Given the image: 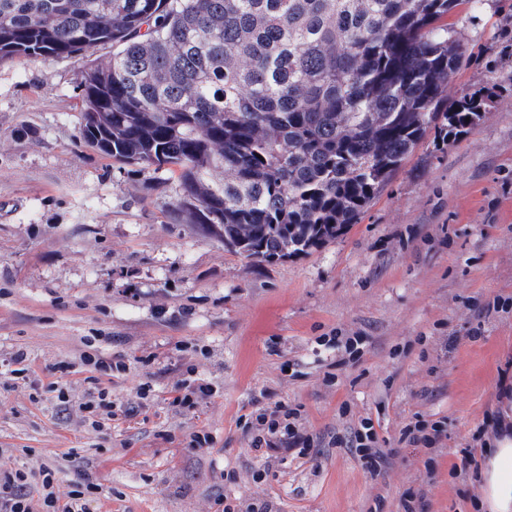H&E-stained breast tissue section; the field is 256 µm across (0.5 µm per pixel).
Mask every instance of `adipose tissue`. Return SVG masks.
Segmentation results:
<instances>
[{
  "mask_svg": "<svg viewBox=\"0 0 512 512\" xmlns=\"http://www.w3.org/2000/svg\"><path fill=\"white\" fill-rule=\"evenodd\" d=\"M479 512H512V412L502 411L477 473Z\"/></svg>",
  "mask_w": 512,
  "mask_h": 512,
  "instance_id": "adipose-tissue-1",
  "label": "adipose tissue"
}]
</instances>
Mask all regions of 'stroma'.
Here are the masks:
<instances>
[{
  "label": "stroma",
  "mask_w": 512,
  "mask_h": 512,
  "mask_svg": "<svg viewBox=\"0 0 512 512\" xmlns=\"http://www.w3.org/2000/svg\"><path fill=\"white\" fill-rule=\"evenodd\" d=\"M455 22L448 101L484 99L486 118L454 141L429 130L357 224L262 263L179 223L165 173L83 143L78 83L111 45L0 62V361L28 369L0 375V470L58 471L64 492L84 474L95 512H404L411 491L419 512H478L452 466L512 386V0ZM88 354L125 365L98 375L97 430L77 409ZM190 376L214 393L182 410ZM278 401L311 445L267 462L248 417ZM367 417L393 450L377 473L351 446ZM419 419L446 437L402 441Z\"/></svg>",
  "instance_id": "35a3bbf8"
}]
</instances>
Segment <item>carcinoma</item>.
Masks as SVG:
<instances>
[{"mask_svg":"<svg viewBox=\"0 0 512 512\" xmlns=\"http://www.w3.org/2000/svg\"><path fill=\"white\" fill-rule=\"evenodd\" d=\"M478 0H0V60L112 45L82 75V139L165 170L176 218L256 262L357 223L427 130L457 136L448 18Z\"/></svg>","mask_w":512,"mask_h":512,"instance_id":"obj_1","label":"carcinoma"}]
</instances>
